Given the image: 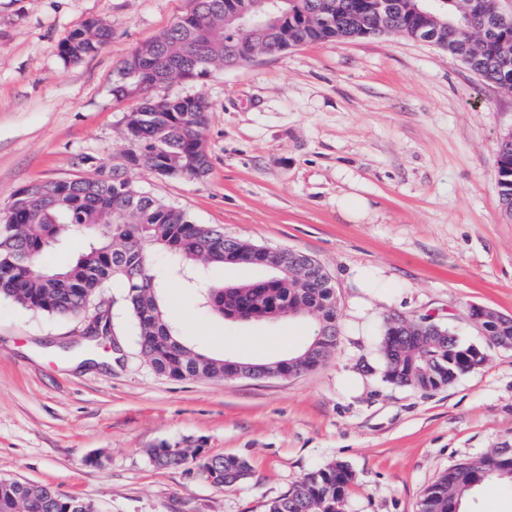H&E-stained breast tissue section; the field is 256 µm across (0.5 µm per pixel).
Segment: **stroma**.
Returning a JSON list of instances; mask_svg holds the SVG:
<instances>
[{
  "label": "stroma",
  "instance_id": "1",
  "mask_svg": "<svg viewBox=\"0 0 512 512\" xmlns=\"http://www.w3.org/2000/svg\"><path fill=\"white\" fill-rule=\"evenodd\" d=\"M195 6L0 0V217L21 187L94 177L81 159L101 158L197 223L318 261L336 286V346L290 378L173 380L141 356L120 284L105 292L111 329L98 344L84 335L97 306L60 320L1 299L0 479L49 484L99 512H266L340 460L355 475L346 512H416L448 468L512 448V348L488 347L480 369L430 391L389 382L379 352L393 313L476 344L469 305L512 316V219L497 185L512 92L396 34L308 44L156 88L208 104L205 179L128 169L136 103L113 98L115 72ZM91 22L111 42L65 63L61 40ZM346 194L369 202L365 219L339 209ZM357 267L387 278L363 329L350 315ZM162 296L182 339L214 357L265 363L273 343L294 351L313 334L307 320L217 318L177 279ZM165 444L243 458L251 476L223 488L192 462L156 467L148 452Z\"/></svg>",
  "mask_w": 512,
  "mask_h": 512
}]
</instances>
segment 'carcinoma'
Masks as SVG:
<instances>
[{
    "mask_svg": "<svg viewBox=\"0 0 512 512\" xmlns=\"http://www.w3.org/2000/svg\"><path fill=\"white\" fill-rule=\"evenodd\" d=\"M252 0H197L196 8L152 41L134 50L112 81V96L135 100L125 117L132 149L127 162L166 178L198 179L209 175L205 131L208 105L194 98H156L150 91L174 79L196 80L215 67L248 62V45L257 44L248 33L226 27L229 5L242 10ZM385 5L380 16L366 0H291L288 17L269 34L260 53H285L329 40L344 41L355 32L380 28V34L398 33L408 39L425 25L415 16L416 0H375ZM112 39V29L91 23L62 39L59 53L66 63H79L99 52ZM448 54L458 58L486 84L512 89V16L491 23L479 43L448 40ZM98 177L42 181L27 185L28 195L14 194L10 220L0 224V298L55 318L79 315L102 299L117 281L134 320L137 341L145 361L159 375L184 380L203 372L224 377L236 364L206 355L184 342L168 321L161 304L162 284L185 278L199 291L203 308L219 317L239 316L251 322L282 317L310 319L316 325L317 347L308 356L300 350L293 367L303 372L321 364L336 345L338 310L336 291L322 266L309 255L281 249L274 260L286 271L270 268L271 275L248 283L216 285L199 275L204 267L224 265V255L252 252L255 246L224 235L208 224L194 222L186 212L138 190L125 176L103 165ZM497 184L507 217H512V132L502 137ZM163 248L167 264L152 266L150 250ZM433 335V322H410V329L386 327L380 350L387 378L398 385L423 391L445 387L460 374L485 362L484 349L461 342L455 333ZM512 327L482 324L486 345ZM200 449L167 447L150 450L152 462L177 467L199 460L202 473L213 484L233 487L228 471L238 465L235 456L198 459ZM354 475L338 461L316 469L285 495L271 501L267 512H346L348 489ZM512 483V462L482 457L472 466L457 464L440 475L424 492L418 512H461L466 497L487 481ZM0 512H97L90 501L61 494L55 487L0 479Z\"/></svg>",
    "mask_w": 512,
    "mask_h": 512,
    "instance_id": "carcinoma-1",
    "label": "carcinoma"
}]
</instances>
